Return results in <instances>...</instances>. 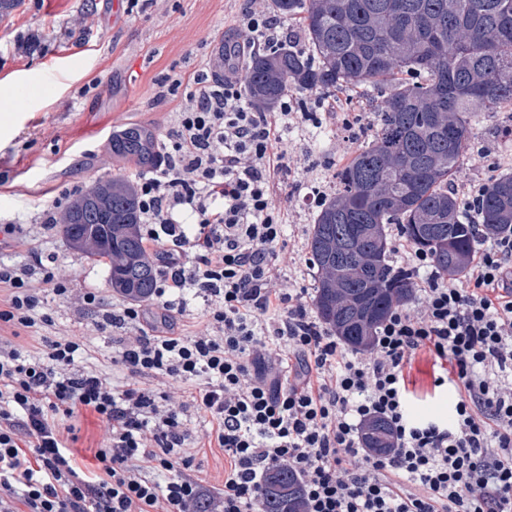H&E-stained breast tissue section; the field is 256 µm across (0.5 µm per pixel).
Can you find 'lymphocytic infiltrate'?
Masks as SVG:
<instances>
[{"label":"lymphocytic infiltrate","mask_w":512,"mask_h":512,"mask_svg":"<svg viewBox=\"0 0 512 512\" xmlns=\"http://www.w3.org/2000/svg\"><path fill=\"white\" fill-rule=\"evenodd\" d=\"M281 26L263 7L247 11L224 44L223 79L189 75L190 107L158 141L156 166L134 175L140 234L160 263L153 303L108 309L96 291L82 296L99 329L125 330L114 358L125 382L83 366L78 337L34 355L0 336V512H193L205 496L188 472L196 413L229 460L221 512H258L263 477L281 464L300 477L305 512H512V233L479 248L463 285L404 246L419 302L389 312L370 356L322 326L305 289L279 285L288 211L274 190L288 177L289 130L323 121L287 100L254 109L238 77L245 51L282 45ZM0 288V323L23 328L48 324L47 297L70 293L38 254L0 262ZM197 299L207 320L189 334ZM422 350L450 367L435 384L458 391L451 422L410 414L404 369ZM80 410L107 428L92 476L62 436ZM376 418L393 437L383 455L363 444Z\"/></svg>","instance_id":"1"}]
</instances>
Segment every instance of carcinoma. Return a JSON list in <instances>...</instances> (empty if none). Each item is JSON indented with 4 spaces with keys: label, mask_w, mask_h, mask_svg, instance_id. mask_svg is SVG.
I'll use <instances>...</instances> for the list:
<instances>
[{
    "label": "carcinoma",
    "mask_w": 512,
    "mask_h": 512,
    "mask_svg": "<svg viewBox=\"0 0 512 512\" xmlns=\"http://www.w3.org/2000/svg\"><path fill=\"white\" fill-rule=\"evenodd\" d=\"M272 7L298 22L306 47L281 46L246 63L244 92L253 106L271 110L290 92L332 96L369 87L379 94L369 139L336 172L307 240L317 318L348 346L368 349L392 307L415 295L413 277L392 258L390 228L456 275L480 247L475 223L512 232L511 173L490 180L473 202L452 188L476 139L471 116L512 108V0H272ZM111 153L149 168L154 134L130 127ZM60 223L67 239L89 241L83 254L108 266L114 292L150 299L156 267L129 182L99 178ZM364 441L379 451L392 447L389 427L372 423ZM260 508L302 512L292 468L265 473Z\"/></svg>",
    "instance_id": "1"
}]
</instances>
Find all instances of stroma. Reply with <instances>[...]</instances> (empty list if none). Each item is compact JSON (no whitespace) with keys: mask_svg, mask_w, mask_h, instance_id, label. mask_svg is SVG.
I'll use <instances>...</instances> for the list:
<instances>
[{"mask_svg":"<svg viewBox=\"0 0 512 512\" xmlns=\"http://www.w3.org/2000/svg\"><path fill=\"white\" fill-rule=\"evenodd\" d=\"M251 0H149L145 9L128 0H22L0 20V89L14 92L18 83L47 79L48 95L28 100L0 124V218L17 219L20 229L0 246V260L28 262L45 211L62 215L85 187L99 176L129 175L130 165L109 151L113 137L140 125L165 136L185 109V96L161 93L163 78L188 77L198 65L213 64L216 47L242 25ZM315 112L356 116L363 128L376 119L377 96L310 93ZM478 134L453 180L458 193L512 172V110L480 112L473 119ZM341 124L319 129L303 125L288 134V158L296 162L276 200L288 210L286 243L278 252L284 287L313 288L314 270L307 237L317 211L303 197L312 187L333 189L337 170L356 149L343 142ZM43 253L56 258L55 273L71 289L69 298L49 301L51 325L12 331L31 351L63 334L83 337L88 360L114 380L125 377L112 356L121 330H100L85 310L86 289L106 303H121L108 284L106 265L71 249L62 233L45 239ZM441 370L429 353L416 357L406 375L414 417L450 418L457 401L453 385L435 386ZM64 438L84 472L101 469L96 454L106 427L96 414L81 411L64 419Z\"/></svg>","mask_w":512,"mask_h":512,"instance_id":"35a3bbf8","label":"stroma"}]
</instances>
